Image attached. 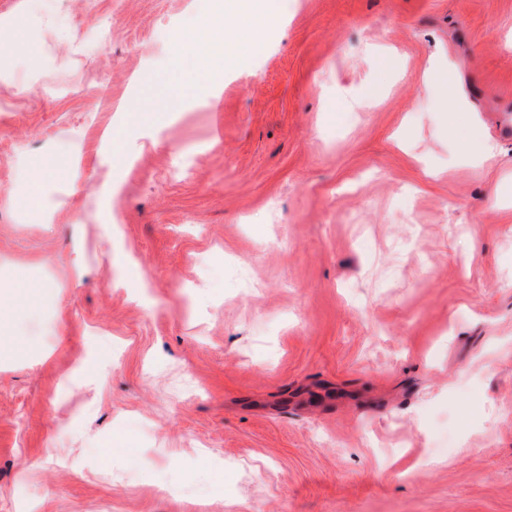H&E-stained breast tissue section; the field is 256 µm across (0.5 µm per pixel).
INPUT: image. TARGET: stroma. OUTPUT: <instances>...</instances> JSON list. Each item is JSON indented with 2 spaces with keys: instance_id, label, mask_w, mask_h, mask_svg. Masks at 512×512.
<instances>
[{
  "instance_id": "stroma-1",
  "label": "stroma",
  "mask_w": 512,
  "mask_h": 512,
  "mask_svg": "<svg viewBox=\"0 0 512 512\" xmlns=\"http://www.w3.org/2000/svg\"><path fill=\"white\" fill-rule=\"evenodd\" d=\"M275 5L0 0V512H512V0ZM265 1L270 0H225L224 14L237 19H250L253 17H264L266 22L273 18L269 12L268 4ZM257 45L256 37L243 26L224 27L225 58L230 64L250 54Z\"/></svg>"
}]
</instances>
